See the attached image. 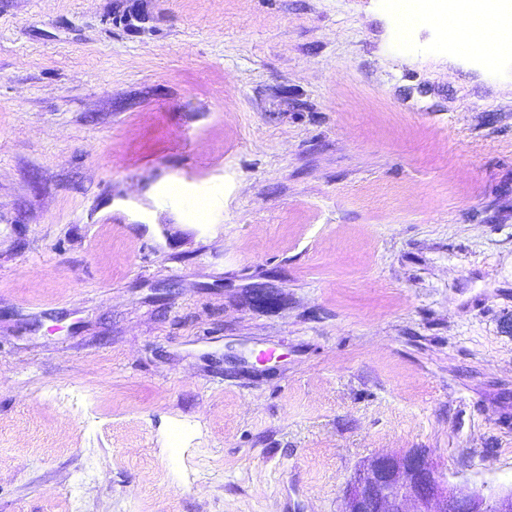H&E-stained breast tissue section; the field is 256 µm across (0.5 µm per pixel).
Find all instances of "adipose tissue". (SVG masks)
I'll return each instance as SVG.
<instances>
[{"mask_svg": "<svg viewBox=\"0 0 512 512\" xmlns=\"http://www.w3.org/2000/svg\"><path fill=\"white\" fill-rule=\"evenodd\" d=\"M411 26L451 33L459 50L490 66L512 53V0H450L447 7L417 14Z\"/></svg>", "mask_w": 512, "mask_h": 512, "instance_id": "ef3b65f1", "label": "adipose tissue"}]
</instances>
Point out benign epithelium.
Here are the masks:
<instances>
[{
    "mask_svg": "<svg viewBox=\"0 0 512 512\" xmlns=\"http://www.w3.org/2000/svg\"><path fill=\"white\" fill-rule=\"evenodd\" d=\"M340 512H512V488L450 485L429 451L409 448L364 461L348 485Z\"/></svg>",
    "mask_w": 512,
    "mask_h": 512,
    "instance_id": "1",
    "label": "benign epithelium"
}]
</instances>
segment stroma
<instances>
[{
	"label": "stroma",
	"instance_id": "obj_1",
	"mask_svg": "<svg viewBox=\"0 0 512 512\" xmlns=\"http://www.w3.org/2000/svg\"><path fill=\"white\" fill-rule=\"evenodd\" d=\"M391 2L0 0V512L512 485V56Z\"/></svg>",
	"mask_w": 512,
	"mask_h": 512
}]
</instances>
